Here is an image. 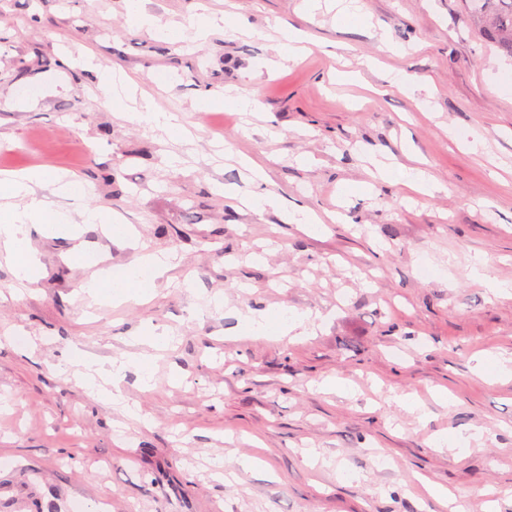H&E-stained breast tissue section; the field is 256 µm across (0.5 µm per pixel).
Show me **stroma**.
Returning a JSON list of instances; mask_svg holds the SVG:
<instances>
[{
    "mask_svg": "<svg viewBox=\"0 0 512 512\" xmlns=\"http://www.w3.org/2000/svg\"><path fill=\"white\" fill-rule=\"evenodd\" d=\"M361 6L367 25L340 26L307 0H141L174 42L131 25L127 0H0V177L67 171L135 232L32 234L40 275L18 298L0 255V512H512V295L471 275L479 257L512 281V58L467 0ZM208 10L240 31L197 36ZM277 24L305 34L301 59ZM105 67L129 97L105 100ZM228 87L256 89L254 115L202 109ZM145 99L189 137L127 121ZM410 154L439 192L372 177L371 159ZM240 155L275 206L240 202ZM300 207L319 233L289 223ZM141 245L174 256L145 299L83 291ZM284 308L307 326L254 336L241 318ZM153 330L174 343L150 351ZM148 351L153 388L134 366L123 381L143 423L57 368ZM479 352L506 373L478 372ZM473 432L470 451L436 445ZM430 483L462 496L446 507Z\"/></svg>",
    "mask_w": 512,
    "mask_h": 512,
    "instance_id": "35a3bbf8",
    "label": "stroma"
}]
</instances>
